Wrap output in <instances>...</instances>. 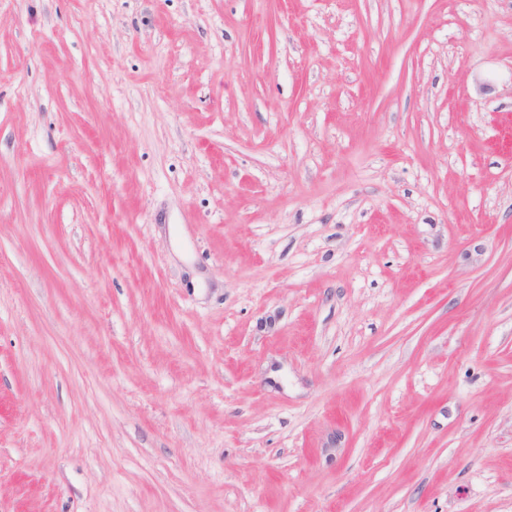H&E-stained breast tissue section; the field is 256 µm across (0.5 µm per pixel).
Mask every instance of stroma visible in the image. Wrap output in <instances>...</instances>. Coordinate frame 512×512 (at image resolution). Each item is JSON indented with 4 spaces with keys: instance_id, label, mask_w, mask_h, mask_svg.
I'll list each match as a JSON object with an SVG mask.
<instances>
[{
    "instance_id": "1",
    "label": "stroma",
    "mask_w": 512,
    "mask_h": 512,
    "mask_svg": "<svg viewBox=\"0 0 512 512\" xmlns=\"http://www.w3.org/2000/svg\"><path fill=\"white\" fill-rule=\"evenodd\" d=\"M0 512H512V0H0Z\"/></svg>"
}]
</instances>
